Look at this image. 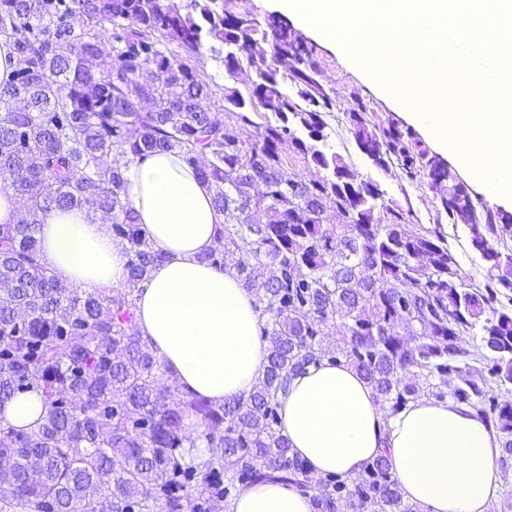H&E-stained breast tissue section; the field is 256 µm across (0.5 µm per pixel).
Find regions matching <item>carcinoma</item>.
Instances as JSON below:
<instances>
[{"mask_svg": "<svg viewBox=\"0 0 512 512\" xmlns=\"http://www.w3.org/2000/svg\"><path fill=\"white\" fill-rule=\"evenodd\" d=\"M268 39L271 58L250 59L245 94L199 68L208 50L231 79L240 53ZM0 42L14 59L0 85V175L24 203L16 223L0 224V405L36 391L45 406L28 428L0 423V512H213L269 481L309 497L313 512H418L382 454L353 477L313 480L291 451L280 399L323 360L368 380L388 417L423 398L469 406L500 434L501 463L512 456V252L501 251L512 224L414 132L374 124L358 99L342 118L357 147L411 182L447 183L438 211L466 229L482 285L466 282L443 225L404 229L379 184L356 180L328 148L336 100L316 46L288 21L253 23L224 0H0ZM214 99L222 121L207 108ZM248 126L256 135L245 139ZM158 152L212 191L224 223L200 259L222 271L236 256L261 311L267 365L222 405L183 392L137 330L138 284L165 255L126 198L124 172ZM291 152L313 165L308 178L288 172ZM326 200L346 217L330 233ZM52 209L110 221L127 258L122 286L89 291L48 274L38 234ZM465 336L478 343L465 347ZM191 416L202 434L188 430ZM201 438L208 459L186 461Z\"/></svg>", "mask_w": 512, "mask_h": 512, "instance_id": "obj_1", "label": "carcinoma"}]
</instances>
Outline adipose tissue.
I'll list each match as a JSON object with an SVG mask.
<instances>
[{
	"label": "adipose tissue",
	"instance_id": "1",
	"mask_svg": "<svg viewBox=\"0 0 512 512\" xmlns=\"http://www.w3.org/2000/svg\"><path fill=\"white\" fill-rule=\"evenodd\" d=\"M124 176L154 249L166 256L138 286L140 333L184 392L220 405L249 391L268 351L253 294L232 273L200 260L224 221L211 190L173 153L150 156ZM39 237L59 280L92 289L124 284L126 259L108 224L81 210H53ZM281 417L292 451L313 472L352 476L387 453L403 498L423 512H489L497 494L501 437L466 405L421 399L388 418L353 368L324 362L293 380ZM230 512L312 507L295 489L267 482L243 489Z\"/></svg>",
	"mask_w": 512,
	"mask_h": 512
}]
</instances>
